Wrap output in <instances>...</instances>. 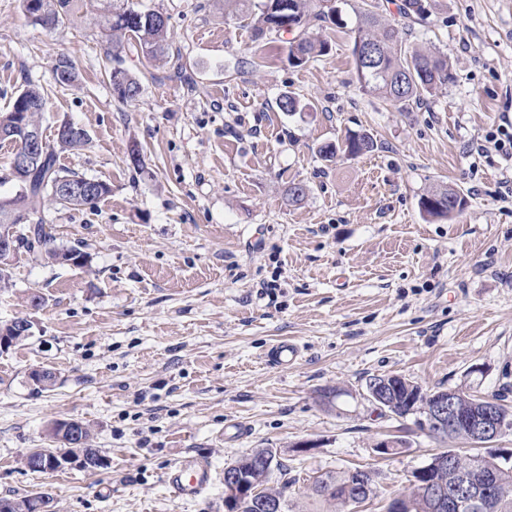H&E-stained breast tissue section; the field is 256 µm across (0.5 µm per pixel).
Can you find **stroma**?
<instances>
[{
    "instance_id": "1",
    "label": "stroma",
    "mask_w": 512,
    "mask_h": 512,
    "mask_svg": "<svg viewBox=\"0 0 512 512\" xmlns=\"http://www.w3.org/2000/svg\"><path fill=\"white\" fill-rule=\"evenodd\" d=\"M137 2L167 15L170 61L154 69L124 50L141 84L126 103L108 78L101 0L54 30L0 0V112L38 85L45 138L63 118L89 136L59 166L112 187L94 209L40 212L52 247L80 248L86 267L21 250L0 272V325L32 324L0 349V497L46 492L53 512H224L225 467L269 448L288 512H334L314 481L354 468L374 472L376 493L344 512H387L415 469L466 446L358 398L367 378L466 386L512 407V196L507 161L484 146L512 117V0H435L411 21L403 50L444 53L452 79L407 112L360 89L347 30L311 22L330 48L296 67L224 0ZM63 56L69 86L56 80ZM286 92L311 110L281 112ZM362 131L375 151L320 157ZM294 182L308 187L297 204ZM439 184L467 199L453 220L420 209ZM284 340L301 353L281 368L267 355ZM37 368L52 386L33 385ZM328 387L344 391L330 406L318 398ZM70 420L104 466L28 470L23 455ZM384 439L403 445L385 454ZM187 457L215 477L195 500L166 483Z\"/></svg>"
}]
</instances>
